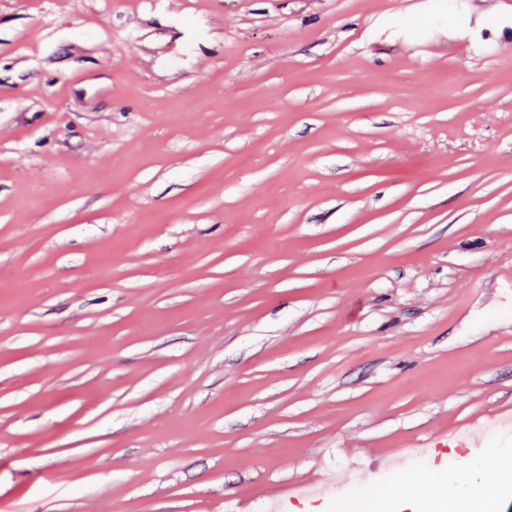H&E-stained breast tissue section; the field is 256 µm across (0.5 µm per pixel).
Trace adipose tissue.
<instances>
[{"label":"adipose tissue","instance_id":"ef3b65f1","mask_svg":"<svg viewBox=\"0 0 512 512\" xmlns=\"http://www.w3.org/2000/svg\"><path fill=\"white\" fill-rule=\"evenodd\" d=\"M505 466L496 460L479 457L473 459L464 473L449 477L448 486L431 493L429 484L415 482L414 494L432 496L435 512H498L497 492L488 483V476H504Z\"/></svg>","mask_w":512,"mask_h":512}]
</instances>
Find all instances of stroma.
Wrapping results in <instances>:
<instances>
[{"mask_svg": "<svg viewBox=\"0 0 512 512\" xmlns=\"http://www.w3.org/2000/svg\"><path fill=\"white\" fill-rule=\"evenodd\" d=\"M446 2L0 0V512L512 466V39L408 52Z\"/></svg>", "mask_w": 512, "mask_h": 512, "instance_id": "1", "label": "stroma"}]
</instances>
